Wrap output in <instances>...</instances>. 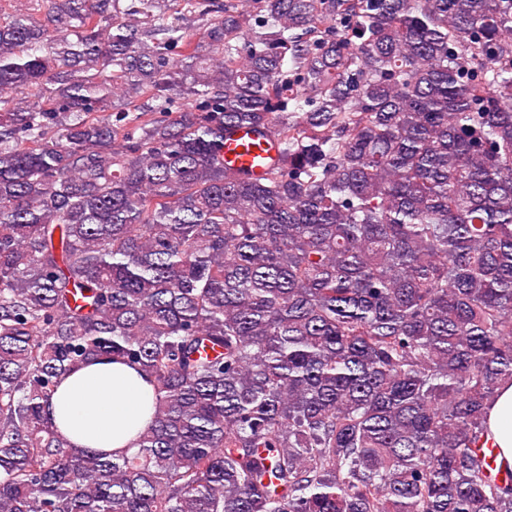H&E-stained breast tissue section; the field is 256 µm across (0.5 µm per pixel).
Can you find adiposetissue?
<instances>
[{"mask_svg": "<svg viewBox=\"0 0 512 512\" xmlns=\"http://www.w3.org/2000/svg\"><path fill=\"white\" fill-rule=\"evenodd\" d=\"M155 385L115 358L87 362L66 374L47 408L71 445L121 455L133 452L153 422ZM486 438L512 464V384L501 386L487 412Z\"/></svg>", "mask_w": 512, "mask_h": 512, "instance_id": "obj_1", "label": "adipose tissue"}]
</instances>
